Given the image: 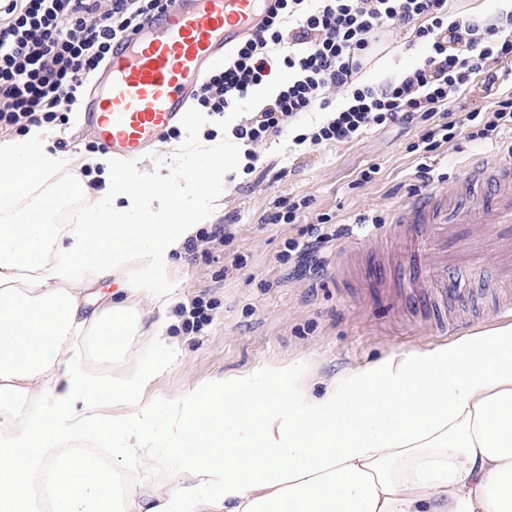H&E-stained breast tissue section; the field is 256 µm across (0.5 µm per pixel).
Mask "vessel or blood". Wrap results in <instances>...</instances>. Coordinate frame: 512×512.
Listing matches in <instances>:
<instances>
[{
  "label": "vessel or blood",
  "instance_id": "b4317fda",
  "mask_svg": "<svg viewBox=\"0 0 512 512\" xmlns=\"http://www.w3.org/2000/svg\"><path fill=\"white\" fill-rule=\"evenodd\" d=\"M272 0H172L144 30L114 51L100 90L86 97L83 124L123 163L143 157L164 132L192 119L188 101L209 68L256 32ZM394 236L410 245L398 277L418 291L416 302L439 330L461 327L452 307L482 303L484 291L454 285L456 273L487 267L492 279L512 283V162L476 161L454 195L429 191L396 214Z\"/></svg>",
  "mask_w": 512,
  "mask_h": 512
}]
</instances>
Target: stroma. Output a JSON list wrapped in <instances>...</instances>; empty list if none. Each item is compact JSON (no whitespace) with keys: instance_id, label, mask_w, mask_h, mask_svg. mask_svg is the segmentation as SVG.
Wrapping results in <instances>:
<instances>
[{"instance_id":"stroma-1","label":"stroma","mask_w":512,"mask_h":512,"mask_svg":"<svg viewBox=\"0 0 512 512\" xmlns=\"http://www.w3.org/2000/svg\"><path fill=\"white\" fill-rule=\"evenodd\" d=\"M427 53L425 44L390 31L383 52L362 71L360 80L374 84L396 79L420 65ZM260 99V93H252L224 117L182 127L179 140L158 142L153 153L136 162L137 169L155 173L175 185L178 193L172 199L155 198L148 211L126 212V223H142L150 214L162 216L173 202L200 215L205 229L223 223L229 211L238 214L233 237L224 245L202 243L195 252L184 249L165 257L163 287L174 303L163 316L167 334L179 351L168 372L144 393V402L160 405L214 378L288 364L304 366L318 392L325 381L344 370L443 339L408 311L403 295L384 300L369 295L368 283L358 280L355 264L344 256L352 241L362 242L358 262L367 265L401 253L399 241H390L384 251L371 248L370 242L387 235L392 209L416 193L415 173L425 160L410 146L423 134V126H375L353 141L311 146L302 154L292 143L293 135L324 118L320 112L304 114L290 133L255 147L257 154L286 167L287 176L237 193L231 179L242 174L243 148L224 140L222 133ZM53 127L57 140L64 142L66 153L76 162L90 157L95 137L79 115L62 113ZM209 129L215 132V140H206ZM506 143L512 144L510 128L502 129L493 143L459 136L442 144L427 160L433 169V190L454 194L471 159L491 165L507 160L502 149ZM371 166L378 167V174L371 182L358 184L361 171ZM207 170L218 178L208 190L198 191L195 174ZM280 196L309 199L303 223H264L265 212ZM321 213L332 215L335 224L345 228V235L323 249V273L289 270L282 259L289 242H307L310 226ZM376 215L382 216V223H373ZM236 256L243 258V267L225 274V265ZM195 299L207 305L209 315L197 333L185 330L183 315L184 306Z\"/></svg>"}]
</instances>
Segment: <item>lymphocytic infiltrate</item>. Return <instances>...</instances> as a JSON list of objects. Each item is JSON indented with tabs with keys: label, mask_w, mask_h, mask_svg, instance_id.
<instances>
[{
	"label": "lymphocytic infiltrate",
	"mask_w": 512,
	"mask_h": 512,
	"mask_svg": "<svg viewBox=\"0 0 512 512\" xmlns=\"http://www.w3.org/2000/svg\"><path fill=\"white\" fill-rule=\"evenodd\" d=\"M171 0H0V131L50 123L80 105L86 85L112 56L115 43L140 32ZM428 46L418 67L396 80L366 85L359 74L392 29ZM512 60V10L475 21L448 19V0H275L258 30L208 71L193 96L199 111L224 116L266 85L280 70L287 77L228 135L244 146L243 190L279 180L256 145L281 135L300 114L325 112L318 126L294 137V145L352 141L386 123L422 124L414 143L435 152L457 136L497 140L512 127V92L501 93L482 118L453 116L448 99L495 64ZM345 89L350 100L331 109L329 94Z\"/></svg>",
	"instance_id": "1"
}]
</instances>
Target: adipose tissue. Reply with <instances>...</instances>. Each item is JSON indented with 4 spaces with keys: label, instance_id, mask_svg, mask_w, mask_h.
<instances>
[{
    "label": "adipose tissue",
    "instance_id": "adipose-tissue-1",
    "mask_svg": "<svg viewBox=\"0 0 512 512\" xmlns=\"http://www.w3.org/2000/svg\"><path fill=\"white\" fill-rule=\"evenodd\" d=\"M54 136L32 124L0 142V196L13 209L0 216V512H36L41 471L55 512H512V323L392 352L318 394L295 364L143 402L175 346L165 320L142 333V303L171 305L160 253L197 226L178 205L125 223L116 197L139 207L170 185L106 153L94 161L105 189L90 193L73 159L49 151ZM62 170L88 202L66 226L47 221L56 192L25 203L36 177ZM106 275L118 301L87 308L84 286ZM140 336L145 360L112 376L91 366ZM105 397L117 414L102 415ZM79 437L106 445L110 464L65 451ZM159 462L178 487L118 492L117 472Z\"/></svg>",
    "mask_w": 512,
    "mask_h": 512
}]
</instances>
